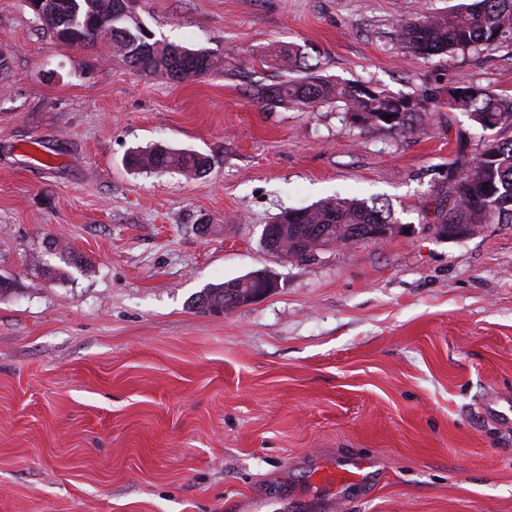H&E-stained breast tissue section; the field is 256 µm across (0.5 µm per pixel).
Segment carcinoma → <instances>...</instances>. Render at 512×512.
Wrapping results in <instances>:
<instances>
[{
    "label": "carcinoma",
    "mask_w": 512,
    "mask_h": 512,
    "mask_svg": "<svg viewBox=\"0 0 512 512\" xmlns=\"http://www.w3.org/2000/svg\"><path fill=\"white\" fill-rule=\"evenodd\" d=\"M124 0H52V9L34 15L37 26L70 47H96L106 40L123 54L130 66L146 75L175 79L196 78L209 73L214 65L210 53L192 50L152 33L124 12ZM399 42L409 51L425 55L450 56L468 50L489 49L512 43V0H477L474 5L459 4L451 11L397 24ZM282 69L298 72L300 77L275 84H259L253 93L269 105L313 111L327 103H341L354 122L381 125V117L396 116L395 127L410 126L418 112H429L439 95L425 93L412 99L390 95L365 83H344L319 74L300 49H277ZM448 109L468 114L485 130L512 119V97H502L483 87H448ZM131 168L178 172L186 177L206 173L210 166L205 154L153 144L136 149L127 156ZM448 204L435 207V219L453 224H512V139H493L475 158L460 153L448 167ZM277 229L261 238L264 247L295 259L309 254L319 237L320 227H331L333 240L347 244L369 241L374 224L395 223L384 204L368 203L349 197H330L301 209L288 210L276 217ZM264 287L256 278L230 279L203 289L191 299L199 310L228 311L253 303L252 296Z\"/></svg>",
    "instance_id": "obj_1"
}]
</instances>
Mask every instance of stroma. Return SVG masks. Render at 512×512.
<instances>
[{
	"label": "stroma",
	"instance_id": "35a3bbf8",
	"mask_svg": "<svg viewBox=\"0 0 512 512\" xmlns=\"http://www.w3.org/2000/svg\"><path fill=\"white\" fill-rule=\"evenodd\" d=\"M456 2L133 0L155 38L217 59L179 81L0 0V512H512V224L443 238L427 214L458 149L512 124L440 105L359 126L252 92L285 78L275 43L393 95L512 96L511 44L397 41ZM157 142L208 172L127 166ZM335 195L388 205L403 233L302 260L263 246L281 211ZM259 269L278 286L255 303L190 307Z\"/></svg>",
	"mask_w": 512,
	"mask_h": 512
}]
</instances>
